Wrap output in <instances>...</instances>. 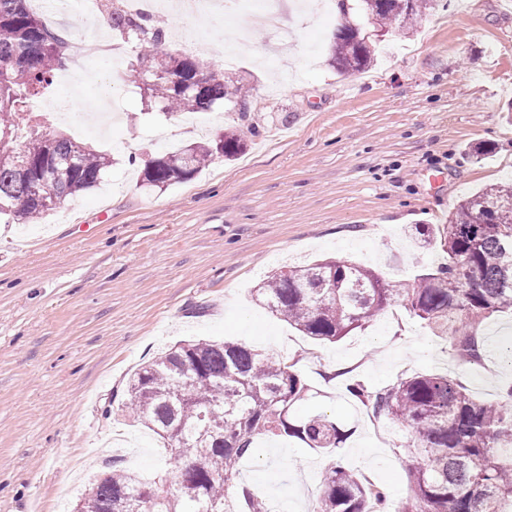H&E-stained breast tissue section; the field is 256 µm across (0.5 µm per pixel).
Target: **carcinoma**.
<instances>
[{"label":"carcinoma","instance_id":"cac0c4a2","mask_svg":"<svg viewBox=\"0 0 512 512\" xmlns=\"http://www.w3.org/2000/svg\"><path fill=\"white\" fill-rule=\"evenodd\" d=\"M380 26L405 27L430 0H356ZM110 26L145 48L135 71L151 98L175 114L206 112L227 95L223 76L196 58L164 49V28L144 15L114 9ZM372 59L359 28H336L332 64L358 72ZM68 43L30 9L29 0H0V216L32 223L63 199L96 187L109 155L62 135L40 133L32 102L68 65ZM24 127V147H12ZM245 147L241 135L224 133L149 161L143 182L166 188L191 179L199 168L232 161ZM414 244L440 242L444 262L399 288L348 260L293 266L264 279L256 300L288 324L319 341L336 342L400 299L409 316L449 340L467 362H480L486 345L482 323L512 313V186H496L460 200L449 223L408 230ZM350 393L405 429L400 447L411 494L396 512H504L512 505V384L494 403L474 398L454 377L416 374L370 392ZM308 386L284 360L224 341L189 342L139 368L127 384L128 408L164 440L177 464L176 488L161 495L153 483L118 464L92 482L79 512H269L246 486L232 493L238 466L253 455L255 438H295L332 453L347 437L325 414L292 416ZM386 494L371 488L336 456L325 469L317 512H381Z\"/></svg>","mask_w":512,"mask_h":512}]
</instances>
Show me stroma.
Returning <instances> with one entry per match:
<instances>
[{
	"label": "stroma",
	"mask_w": 512,
	"mask_h": 512,
	"mask_svg": "<svg viewBox=\"0 0 512 512\" xmlns=\"http://www.w3.org/2000/svg\"><path fill=\"white\" fill-rule=\"evenodd\" d=\"M170 52L197 56L248 90L194 121L167 113L132 81L142 53L129 41L119 68L86 61L77 91L57 85L67 119H42L108 154L101 184L34 224L0 218V512H38L69 489L73 512L112 460L152 478L169 454L125 406L129 375L163 351L196 340H233L284 358L313 390L296 416L323 412L350 437L339 453L383 487L389 506L409 494L403 431L349 392L416 373L459 378L494 401L512 383V315L482 327L488 353L461 363L449 344L392 303L336 342L304 336L259 304L254 288L292 261L336 257L385 279L412 282L443 260L411 246L414 224H444L463 197L512 182V0H434L411 29L375 35L357 12L373 55L362 72L330 62L336 18L317 40L312 16L289 13L287 41L254 5L201 19L197 41ZM247 31L253 52L226 64L222 29ZM242 130L245 152L160 191L142 181L145 160L222 132ZM490 146L476 158L472 147ZM328 463L297 439L258 437L238 484L279 512H316Z\"/></svg>",
	"instance_id": "35a3bbf8"
}]
</instances>
